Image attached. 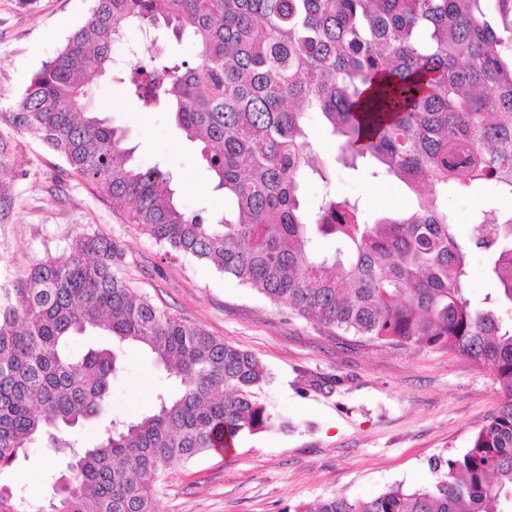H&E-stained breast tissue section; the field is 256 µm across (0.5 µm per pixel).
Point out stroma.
<instances>
[{"instance_id": "stroma-1", "label": "stroma", "mask_w": 512, "mask_h": 512, "mask_svg": "<svg viewBox=\"0 0 512 512\" xmlns=\"http://www.w3.org/2000/svg\"><path fill=\"white\" fill-rule=\"evenodd\" d=\"M92 0H0V289L41 259L65 257L73 239L98 233L124 251L121 275L136 294L254 355L268 372L258 392L272 429L242 435L229 454L207 452L166 471L157 512H293L332 497L367 499L400 483H431L436 461L468 447L503 394L491 370L444 350L376 345L328 331L128 223L118 204L75 175L64 159L11 121L32 75L86 19ZM120 73L94 75L93 108L123 131L144 169L163 164L187 210L223 212L222 192L199 151L165 108L138 107ZM359 198L363 218L404 210L413 195L371 165L336 166L323 190ZM177 387L143 349L127 346L112 381L109 416L132 419ZM62 460L35 446L0 471V482L39 499L53 493Z\"/></svg>"}]
</instances>
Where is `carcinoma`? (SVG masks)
Masks as SVG:
<instances>
[{"mask_svg": "<svg viewBox=\"0 0 512 512\" xmlns=\"http://www.w3.org/2000/svg\"><path fill=\"white\" fill-rule=\"evenodd\" d=\"M93 0L90 15L30 80L14 120L121 204L170 251L213 263L271 303L370 342L448 351L489 367L505 400L437 477L295 512H512V0ZM126 23L147 40L191 38L192 62L137 57L128 82L143 109L168 106L232 206L187 212L172 174L142 169L122 133L91 110L89 76L112 70ZM320 113L338 159L377 167L414 194L411 209L369 224L358 200L300 195L309 172L332 182L305 130ZM484 183L495 211L461 238L448 190ZM334 240L330 253L313 245ZM485 254L495 296H467ZM120 245L82 235L0 301V470L46 443L68 456L47 502L0 484V512H155L172 465L272 426L252 354L136 296L118 276ZM112 345L81 356L75 335ZM144 345L179 382L151 413L112 418L86 446L67 429L107 409L119 352Z\"/></svg>", "mask_w": 512, "mask_h": 512, "instance_id": "1", "label": "carcinoma"}]
</instances>
